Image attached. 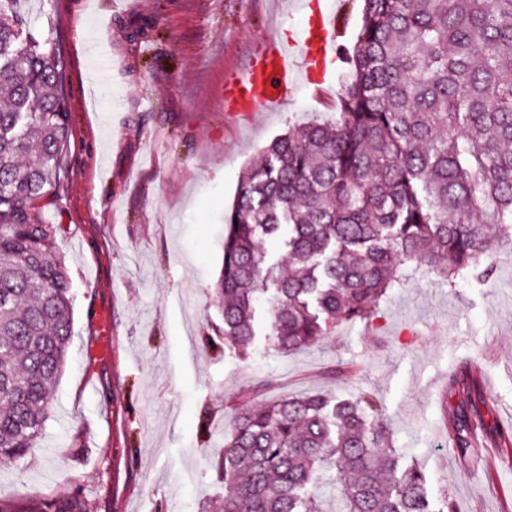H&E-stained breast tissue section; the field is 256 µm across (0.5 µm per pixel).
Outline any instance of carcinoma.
Returning <instances> with one entry per match:
<instances>
[{"instance_id":"1","label":"carcinoma","mask_w":512,"mask_h":512,"mask_svg":"<svg viewBox=\"0 0 512 512\" xmlns=\"http://www.w3.org/2000/svg\"><path fill=\"white\" fill-rule=\"evenodd\" d=\"M0 0V462L37 447L66 364L73 295L44 208L58 198L69 142L57 42ZM339 112L287 132L241 174L224 216V348L244 355L256 305L273 350L315 345L369 319L414 262L447 281H489L512 249V0H363ZM284 238L283 274L265 251ZM461 406L481 397L474 377ZM224 512H434L425 476L403 467L370 398L284 397L252 411L224 399ZM459 453L471 421L455 419ZM0 512H87L78 494Z\"/></svg>"}]
</instances>
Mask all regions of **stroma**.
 I'll return each mask as SVG.
<instances>
[{
	"label": "stroma",
	"mask_w": 512,
	"mask_h": 512,
	"mask_svg": "<svg viewBox=\"0 0 512 512\" xmlns=\"http://www.w3.org/2000/svg\"><path fill=\"white\" fill-rule=\"evenodd\" d=\"M67 65L72 135L64 189L47 213L74 295L73 336L38 448L0 465V499L81 493L90 512H199L224 497L216 444L224 399L373 394L402 462L426 476L436 512H512V253L492 280L408 271L369 320L289 354L258 336L246 357L204 345L222 319L214 284L224 211L240 172L285 130L328 119L324 91L295 89L276 112L224 110L225 70L265 34L296 26L293 0H19ZM105 53L112 68L98 70ZM477 372L494 402L468 456L448 433L454 375ZM481 482L486 493L468 491Z\"/></svg>",
	"instance_id": "obj_1"
}]
</instances>
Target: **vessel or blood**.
Listing matches in <instances>:
<instances>
[{"instance_id":"1","label":"vessel or blood","mask_w":512,"mask_h":512,"mask_svg":"<svg viewBox=\"0 0 512 512\" xmlns=\"http://www.w3.org/2000/svg\"><path fill=\"white\" fill-rule=\"evenodd\" d=\"M328 0H298L303 24L288 41L264 37L241 71L224 75V109L252 114L281 106L290 88L326 83L327 63L339 58L338 17Z\"/></svg>"}]
</instances>
